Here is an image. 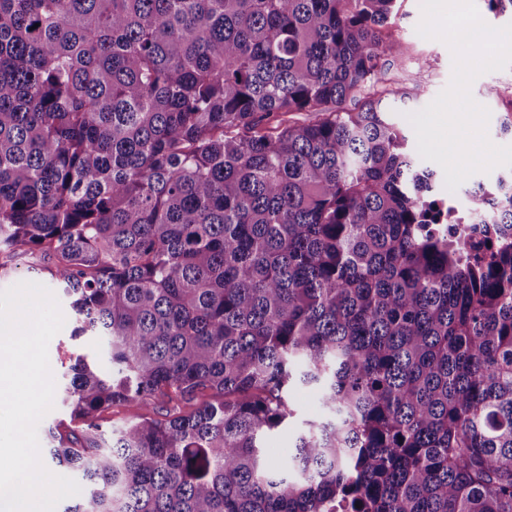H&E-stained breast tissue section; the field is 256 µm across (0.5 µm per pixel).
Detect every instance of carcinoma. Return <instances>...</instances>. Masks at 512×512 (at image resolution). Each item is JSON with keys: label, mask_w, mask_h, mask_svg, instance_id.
Here are the masks:
<instances>
[{"label": "carcinoma", "mask_w": 512, "mask_h": 512, "mask_svg": "<svg viewBox=\"0 0 512 512\" xmlns=\"http://www.w3.org/2000/svg\"><path fill=\"white\" fill-rule=\"evenodd\" d=\"M396 2L0 0V279L112 365L56 385L62 512H512V246L387 117ZM467 201L512 239V174ZM298 385L326 417L274 468ZM23 281L40 283L49 288L57 297L65 317V323L62 329L51 339L48 345L49 365L54 376L56 387L58 375H60L64 371L65 367L69 365V359L73 353L75 356V354L95 349L100 359L104 355L103 346L100 341L92 340L87 336L77 340H72L70 338L72 330V316L68 303L62 301L60 298L59 288L51 282L48 276L29 269L25 263H20L17 266L11 280L5 282L0 281V290L7 289ZM135 413H147L158 417L153 413L152 408L141 409L138 406L116 405L102 413L103 428L119 427L124 424Z\"/></svg>", "instance_id": "cac0c4a2"}]
</instances>
